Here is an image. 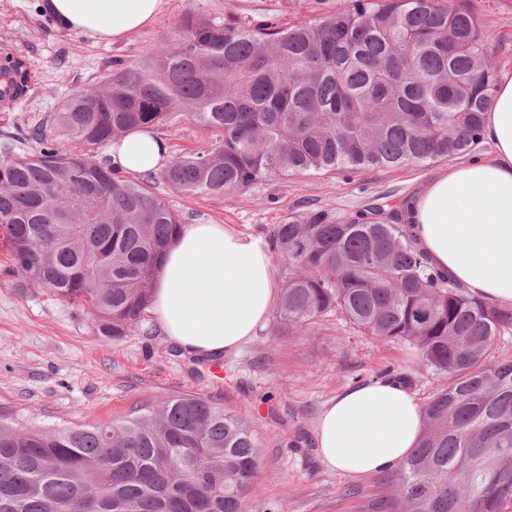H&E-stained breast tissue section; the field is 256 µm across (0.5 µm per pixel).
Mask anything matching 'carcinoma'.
<instances>
[{"mask_svg": "<svg viewBox=\"0 0 512 512\" xmlns=\"http://www.w3.org/2000/svg\"><path fill=\"white\" fill-rule=\"evenodd\" d=\"M145 64L112 60L98 90L0 144L9 274L87 306L102 336L139 331L159 262L183 221L98 157L135 129L188 120L221 132L174 159L180 192L222 194L272 176L355 174L466 155L495 93L483 20L467 0H352L314 24L253 28L188 11ZM28 80L10 57L0 80ZM66 137L77 149L59 150ZM405 201L291 214L267 238L284 268L276 335L332 314L412 344L449 377L377 512H503L512 501V360L484 364L512 309L434 270ZM260 456L249 425L210 396L132 408L106 425L29 428L0 406V512H247Z\"/></svg>", "mask_w": 512, "mask_h": 512, "instance_id": "cac0c4a2", "label": "carcinoma"}]
</instances>
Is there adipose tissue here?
Wrapping results in <instances>:
<instances>
[{
	"label": "adipose tissue",
	"mask_w": 512,
	"mask_h": 512,
	"mask_svg": "<svg viewBox=\"0 0 512 512\" xmlns=\"http://www.w3.org/2000/svg\"><path fill=\"white\" fill-rule=\"evenodd\" d=\"M167 0H46L64 29L115 43L155 23ZM493 147L439 170L413 196L405 218L431 266L472 295L512 307V70L499 75L482 130ZM113 165L165 168L158 136L131 131L114 141ZM278 294L273 256L252 235L221 224L183 225L156 275L150 312L169 343L192 357L238 351L266 321ZM421 409L398 381L377 379L328 401L316 426L321 462L350 478L391 470L415 449Z\"/></svg>",
	"instance_id": "adipose-tissue-1"
}]
</instances>
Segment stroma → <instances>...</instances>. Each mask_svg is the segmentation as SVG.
I'll return each instance as SVG.
<instances>
[{
  "label": "stroma",
  "mask_w": 512,
  "mask_h": 512,
  "mask_svg": "<svg viewBox=\"0 0 512 512\" xmlns=\"http://www.w3.org/2000/svg\"><path fill=\"white\" fill-rule=\"evenodd\" d=\"M44 0H0V48L19 52L33 84L30 97L0 110V136L37 124L59 111L78 89L100 87L113 60L140 64L181 36L179 21L191 11L239 27L274 23L285 27L319 21L350 0H167L151 26L117 43H97L57 27ZM490 33L498 70L512 69V0H471ZM170 156L208 149L217 131L190 121L156 127ZM438 163H408L352 176L328 173L274 177L245 191L183 194L161 173L148 175L154 192L190 222L223 224L263 239L271 225L305 207L344 215L378 195L391 202L414 196ZM0 244V406L19 409L32 427L100 425L124 418L135 405L183 393H202L245 419L260 444L255 491L248 512H373L394 492L387 472L363 480L323 465L315 429L324 404L348 388L384 378L386 370L407 376V386L426 403L448 378L423 365L405 341L356 333L330 316L293 336L274 335L266 321L238 352L219 361L191 358L174 349L153 317L135 335L113 340L94 330L90 312L75 309L49 288L18 291L6 272Z\"/></svg>",
  "instance_id": "35a3bbf8"
}]
</instances>
